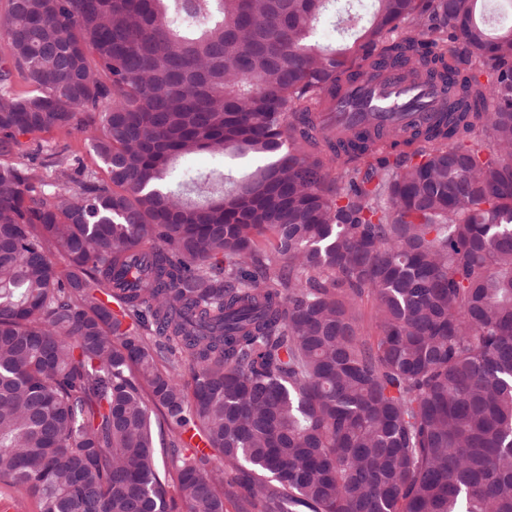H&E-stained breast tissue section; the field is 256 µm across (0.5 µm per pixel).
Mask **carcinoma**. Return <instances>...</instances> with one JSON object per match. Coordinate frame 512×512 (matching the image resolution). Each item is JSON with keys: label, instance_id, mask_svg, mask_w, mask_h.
<instances>
[{"label": "carcinoma", "instance_id": "carcinoma-1", "mask_svg": "<svg viewBox=\"0 0 512 512\" xmlns=\"http://www.w3.org/2000/svg\"><path fill=\"white\" fill-rule=\"evenodd\" d=\"M329 2L5 0L0 477L38 512H512V25L373 0L336 48ZM385 59L452 73L444 126L327 135ZM199 153L264 164L170 188ZM338 1V2H336ZM351 3L353 6L351 13L358 14L359 16H368L373 9V1L372 0H334L332 4L329 6V10L324 12V15L321 19L320 24H318L314 35L313 40L321 45L327 44H337L338 34L335 31L333 26L332 16L336 15L337 7H342L343 11L341 16L338 18V21L342 17L345 16L344 9L348 8V4ZM337 21V22H338ZM330 32L329 36L325 35V33ZM53 137L56 140L61 141L62 143H70L72 145V149L76 152L78 156H80L83 159V162L86 165L93 168L96 167L95 157L91 149L88 134L73 131L72 136L67 139H64V137L59 134H54Z\"/></svg>", "mask_w": 512, "mask_h": 512}]
</instances>
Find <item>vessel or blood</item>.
<instances>
[{
    "instance_id": "b4317fda",
    "label": "vessel or blood",
    "mask_w": 512,
    "mask_h": 512,
    "mask_svg": "<svg viewBox=\"0 0 512 512\" xmlns=\"http://www.w3.org/2000/svg\"><path fill=\"white\" fill-rule=\"evenodd\" d=\"M403 64L386 65L379 77H361L323 113L325 131L344 137L366 125H429L447 108L441 80L411 82Z\"/></svg>"
}]
</instances>
